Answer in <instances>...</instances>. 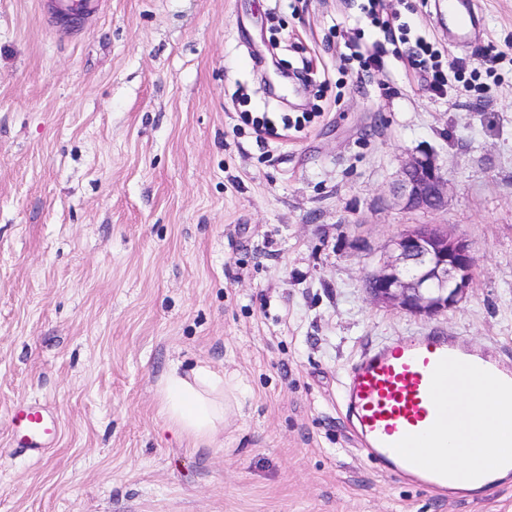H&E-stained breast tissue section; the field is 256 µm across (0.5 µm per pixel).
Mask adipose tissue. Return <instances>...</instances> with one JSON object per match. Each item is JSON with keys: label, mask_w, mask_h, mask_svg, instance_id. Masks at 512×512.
Instances as JSON below:
<instances>
[{"label": "adipose tissue", "mask_w": 512, "mask_h": 512, "mask_svg": "<svg viewBox=\"0 0 512 512\" xmlns=\"http://www.w3.org/2000/svg\"><path fill=\"white\" fill-rule=\"evenodd\" d=\"M236 390L206 367L184 375L173 369L161 382L159 412L179 436L205 443L223 427L237 401ZM462 407L466 439L449 433L447 449H424L425 461L451 470L497 471L499 458L512 454V420L501 416V401L490 381L472 378Z\"/></svg>", "instance_id": "ef3b65f1"}]
</instances>
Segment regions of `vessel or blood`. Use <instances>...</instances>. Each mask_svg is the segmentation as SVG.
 Wrapping results in <instances>:
<instances>
[{"mask_svg": "<svg viewBox=\"0 0 512 512\" xmlns=\"http://www.w3.org/2000/svg\"><path fill=\"white\" fill-rule=\"evenodd\" d=\"M446 7L456 38L477 32L480 18L472 0H447ZM471 375L489 379L504 402L512 401V362L464 348L452 338H405L363 353L342 381L354 435L387 471L444 488L457 472L428 468L420 448L445 447L449 425L463 424L462 412L442 403L440 392H463ZM13 423L23 446L33 452L46 448L56 434L54 422L32 404H17Z\"/></svg>", "mask_w": 512, "mask_h": 512, "instance_id": "1", "label": "vessel or blood"}]
</instances>
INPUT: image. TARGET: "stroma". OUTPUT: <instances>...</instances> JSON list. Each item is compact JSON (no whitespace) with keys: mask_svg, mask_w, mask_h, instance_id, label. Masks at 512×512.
Segmentation results:
<instances>
[{"mask_svg":"<svg viewBox=\"0 0 512 512\" xmlns=\"http://www.w3.org/2000/svg\"><path fill=\"white\" fill-rule=\"evenodd\" d=\"M48 2L0 0V512H512V479L385 472L340 386L401 336L512 358V0H474L464 42L440 0H386L483 87L443 96L393 55L342 61L343 34L384 38L367 0H98L63 25ZM423 151L437 210L396 193ZM420 224L476 258L431 318L365 291ZM176 364L246 388L210 444L158 412ZM20 401L53 416L52 448L12 439Z\"/></svg>","mask_w":512,"mask_h":512,"instance_id":"1","label":"stroma"}]
</instances>
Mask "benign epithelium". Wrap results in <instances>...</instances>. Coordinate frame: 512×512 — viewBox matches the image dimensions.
<instances>
[{"label":"benign epithelium","mask_w":512,"mask_h":512,"mask_svg":"<svg viewBox=\"0 0 512 512\" xmlns=\"http://www.w3.org/2000/svg\"><path fill=\"white\" fill-rule=\"evenodd\" d=\"M398 194L409 208L435 210L448 200V183L435 159L422 153L406 163ZM474 266L475 257L465 241L422 224L392 240L366 276V291L376 304L432 317L467 294Z\"/></svg>","instance_id":"1"}]
</instances>
